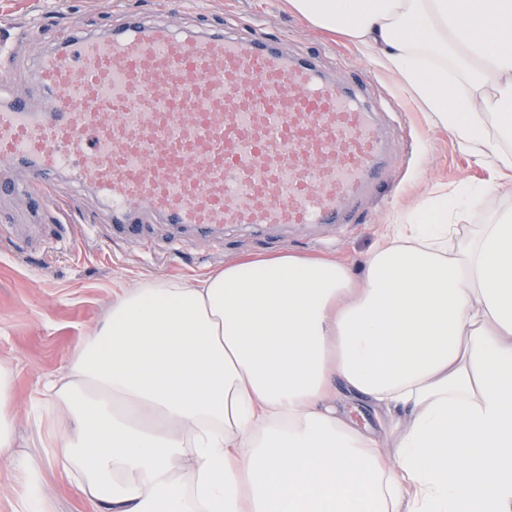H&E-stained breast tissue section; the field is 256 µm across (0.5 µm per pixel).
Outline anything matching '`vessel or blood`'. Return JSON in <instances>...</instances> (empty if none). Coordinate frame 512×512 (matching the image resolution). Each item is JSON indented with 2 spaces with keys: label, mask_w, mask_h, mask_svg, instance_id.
Instances as JSON below:
<instances>
[{
  "label": "vessel or blood",
  "mask_w": 512,
  "mask_h": 512,
  "mask_svg": "<svg viewBox=\"0 0 512 512\" xmlns=\"http://www.w3.org/2000/svg\"><path fill=\"white\" fill-rule=\"evenodd\" d=\"M41 105L0 102V166L39 199L57 174L95 189L112 234L144 216L219 239L351 223L386 151L359 88L316 57L287 55L230 29L191 35L132 15L101 37L72 35L33 72Z\"/></svg>",
  "instance_id": "obj_1"
}]
</instances>
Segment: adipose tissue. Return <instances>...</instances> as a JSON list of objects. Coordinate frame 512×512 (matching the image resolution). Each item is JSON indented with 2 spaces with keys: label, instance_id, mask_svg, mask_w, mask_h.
<instances>
[{
  "label": "adipose tissue",
  "instance_id": "1",
  "mask_svg": "<svg viewBox=\"0 0 512 512\" xmlns=\"http://www.w3.org/2000/svg\"><path fill=\"white\" fill-rule=\"evenodd\" d=\"M288 6L512 171V0ZM480 194L427 198L358 272L288 251L117 293L37 391L83 512H512V211L461 236ZM13 375L1 358V461Z\"/></svg>",
  "mask_w": 512,
  "mask_h": 512
}]
</instances>
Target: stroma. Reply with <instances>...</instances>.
<instances>
[{"mask_svg":"<svg viewBox=\"0 0 512 512\" xmlns=\"http://www.w3.org/2000/svg\"><path fill=\"white\" fill-rule=\"evenodd\" d=\"M185 2L173 10L167 0H0V70L9 75L8 92L36 96L32 72L41 52L77 32H108L131 14L188 32L233 27L297 56L319 55L329 76L363 84L383 122L391 161L362 201V219L354 227L294 231L283 240L236 229L220 243L190 236L171 248L165 226L157 223L156 247L148 250L113 237L103 201L65 176L55 178L53 196L42 207L24 195L0 196V357L15 363L14 392L23 404L13 428L14 457L0 461V512H14L12 486L21 466L30 468L32 484L51 500V512H79L77 490L46 458L51 414L32 399L44 375L66 366L75 343L105 315L115 291L145 277L201 278L241 256L282 251L338 258L357 269L382 225L441 188L484 187L460 220L466 236L491 214L512 210V175L494 174L461 152L390 73L346 38L309 25L288 11L285 0Z\"/></svg>","mask_w":512,"mask_h":512,"instance_id":"obj_1","label":"stroma"}]
</instances>
